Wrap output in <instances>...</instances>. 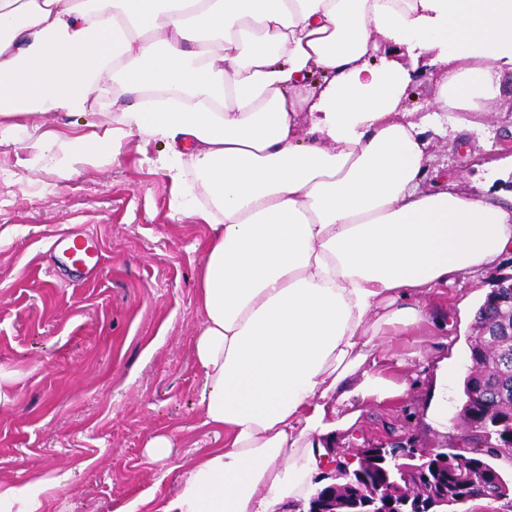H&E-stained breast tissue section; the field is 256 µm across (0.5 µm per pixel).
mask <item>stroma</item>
<instances>
[{
  "label": "stroma",
  "instance_id": "1",
  "mask_svg": "<svg viewBox=\"0 0 512 512\" xmlns=\"http://www.w3.org/2000/svg\"><path fill=\"white\" fill-rule=\"evenodd\" d=\"M438 71L417 70L407 91L414 122L428 121V183L441 177L461 190L490 194L512 185V75L483 111L424 118ZM465 128H458L459 118ZM117 108L50 113L26 120L0 144V371L11 375L0 404V483L55 479L43 512H120L138 496L175 495L187 465L217 444L201 425L202 376L192 355L198 328V273L207 225L187 215L202 202L193 179L174 187L158 159L161 142L125 139L116 156L79 164L61 178L37 164L41 134L77 136L88 123L113 126ZM86 232L99 248L93 273L79 274L59 238ZM512 253L476 278L450 284L443 327L398 351L418 352L404 396L366 406L335 446L337 458L391 439L425 446L447 428L462 397L475 314ZM450 344H443V335ZM455 377L436 386L441 366ZM171 438L167 458L147 453L155 436Z\"/></svg>",
  "mask_w": 512,
  "mask_h": 512
}]
</instances>
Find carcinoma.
Segmentation results:
<instances>
[{
	"instance_id": "cac0c4a2",
	"label": "carcinoma",
	"mask_w": 512,
	"mask_h": 512,
	"mask_svg": "<svg viewBox=\"0 0 512 512\" xmlns=\"http://www.w3.org/2000/svg\"><path fill=\"white\" fill-rule=\"evenodd\" d=\"M498 321L512 322V288L487 293L475 315L479 334L470 338L468 349L478 372L464 378L458 414L467 420L469 439L480 451L460 462L448 446V464L441 469L448 472L450 507L485 485L512 487V479L492 462L512 455V341L492 332Z\"/></svg>"
}]
</instances>
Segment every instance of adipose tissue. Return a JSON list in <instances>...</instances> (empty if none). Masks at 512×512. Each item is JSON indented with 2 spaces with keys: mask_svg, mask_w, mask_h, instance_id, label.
<instances>
[{
  "mask_svg": "<svg viewBox=\"0 0 512 512\" xmlns=\"http://www.w3.org/2000/svg\"><path fill=\"white\" fill-rule=\"evenodd\" d=\"M442 74L441 112H479L512 71V0H0V142L23 118L119 107L44 168L116 155L131 135L189 157L209 207L193 353L203 426L221 442L158 512H281L312 491L362 406L403 395L424 294L512 251V197L422 185L405 92ZM135 100L121 104V94ZM39 480L0 512H39Z\"/></svg>",
  "mask_w": 512,
  "mask_h": 512,
  "instance_id": "obj_1",
  "label": "adipose tissue"
}]
</instances>
